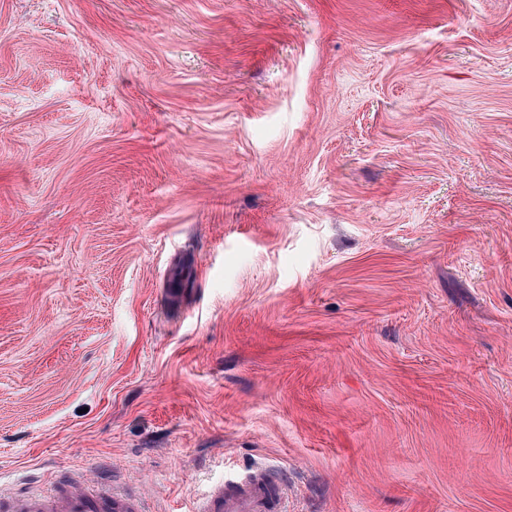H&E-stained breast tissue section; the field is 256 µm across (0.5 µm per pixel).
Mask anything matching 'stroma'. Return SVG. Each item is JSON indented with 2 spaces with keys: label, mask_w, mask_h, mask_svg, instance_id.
<instances>
[{
  "label": "stroma",
  "mask_w": 512,
  "mask_h": 512,
  "mask_svg": "<svg viewBox=\"0 0 512 512\" xmlns=\"http://www.w3.org/2000/svg\"><path fill=\"white\" fill-rule=\"evenodd\" d=\"M512 512V0H0V486ZM282 477L268 467H255L251 475L224 489L216 486L197 512H284Z\"/></svg>",
  "instance_id": "1"
}]
</instances>
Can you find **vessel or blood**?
I'll return each instance as SVG.
<instances>
[{
    "mask_svg": "<svg viewBox=\"0 0 512 512\" xmlns=\"http://www.w3.org/2000/svg\"><path fill=\"white\" fill-rule=\"evenodd\" d=\"M282 477L270 468L255 467L232 488L215 487L197 512H284ZM0 512H147L142 499L105 490L90 492L70 475L59 474L49 493H0Z\"/></svg>",
    "mask_w": 512,
    "mask_h": 512,
    "instance_id": "1",
    "label": "vessel or blood"
}]
</instances>
